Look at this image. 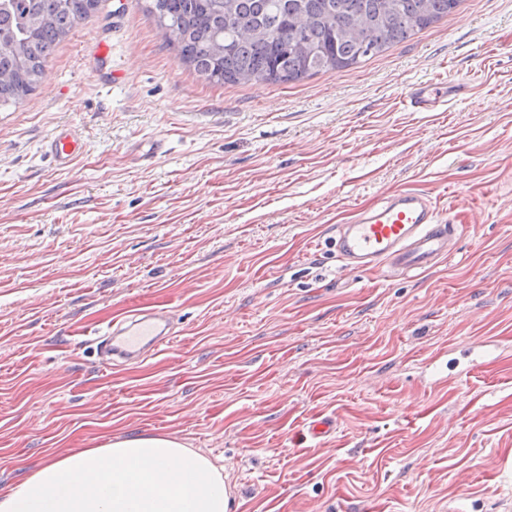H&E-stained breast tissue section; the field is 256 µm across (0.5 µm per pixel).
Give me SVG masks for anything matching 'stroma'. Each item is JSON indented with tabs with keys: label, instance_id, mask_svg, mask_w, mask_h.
<instances>
[{
	"label": "stroma",
	"instance_id": "stroma-1",
	"mask_svg": "<svg viewBox=\"0 0 512 512\" xmlns=\"http://www.w3.org/2000/svg\"><path fill=\"white\" fill-rule=\"evenodd\" d=\"M144 7L99 0L0 112V491L154 434L220 469L230 512H512V0L246 85L201 80ZM428 81L467 91L404 107ZM62 125L86 142L66 169L42 151ZM400 189L463 225L456 253L341 268L334 226ZM136 299L181 336L100 369L92 330ZM483 340L493 360L453 365Z\"/></svg>",
	"mask_w": 512,
	"mask_h": 512
}]
</instances>
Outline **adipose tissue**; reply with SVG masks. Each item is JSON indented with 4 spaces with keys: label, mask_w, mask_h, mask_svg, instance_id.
<instances>
[{
    "label": "adipose tissue",
    "mask_w": 512,
    "mask_h": 512,
    "mask_svg": "<svg viewBox=\"0 0 512 512\" xmlns=\"http://www.w3.org/2000/svg\"><path fill=\"white\" fill-rule=\"evenodd\" d=\"M208 458L164 435H132L46 463L0 493V512H229Z\"/></svg>",
    "instance_id": "adipose-tissue-1"
}]
</instances>
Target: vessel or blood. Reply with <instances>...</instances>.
Instances as JSON below:
<instances>
[{"label": "vessel or blood", "instance_id": "obj_1", "mask_svg": "<svg viewBox=\"0 0 512 512\" xmlns=\"http://www.w3.org/2000/svg\"><path fill=\"white\" fill-rule=\"evenodd\" d=\"M449 93L447 84L419 83L407 89L404 102L413 111L434 112L447 103ZM43 149L57 167L65 168L84 152L85 142L74 128L61 127ZM456 244V225L447 223L431 197L413 190L380 193L350 223L336 225L329 241L346 270L383 271L393 277L432 269L455 253ZM180 333L170 310L135 307L98 331L97 363L103 368L142 363Z\"/></svg>", "mask_w": 512, "mask_h": 512}]
</instances>
